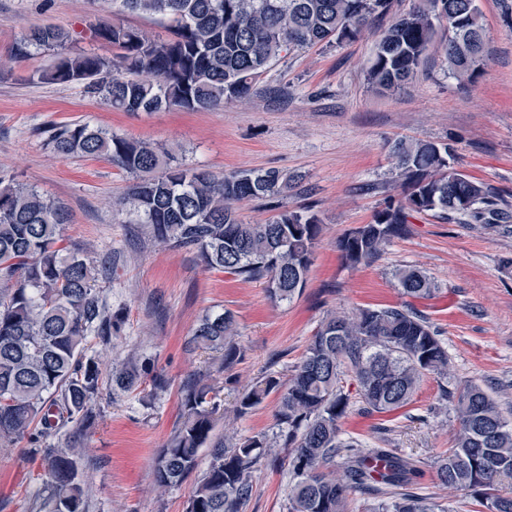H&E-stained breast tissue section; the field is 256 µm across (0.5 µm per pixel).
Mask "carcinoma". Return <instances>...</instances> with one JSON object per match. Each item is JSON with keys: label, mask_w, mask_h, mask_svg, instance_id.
Here are the masks:
<instances>
[{"label": "carcinoma", "mask_w": 512, "mask_h": 512, "mask_svg": "<svg viewBox=\"0 0 512 512\" xmlns=\"http://www.w3.org/2000/svg\"><path fill=\"white\" fill-rule=\"evenodd\" d=\"M475 0H419L411 11L380 30L367 70L378 90L395 91L414 76L441 27L448 29V68L470 80L484 60V28ZM125 11L168 20L170 37L97 20L94 35L118 50L113 57L73 53L68 31L48 24L27 29L12 47L21 62L39 51L53 52L33 79L76 85L123 112L178 108L212 110L243 101L283 51L354 38L389 12L391 0H120ZM62 158L101 157L136 176L129 206L152 238L196 252L205 265L261 281L275 301L302 293L323 225L309 210L283 209L262 224H245L236 205L269 203L304 180L299 172L275 168L221 177L163 163L150 145L87 123L50 121L39 130ZM401 197L390 196L373 221L336 239L349 267L379 258L408 232L409 218L432 213L492 224L500 214L484 185L448 165V148L432 142L396 140L390 149ZM71 223L65 203L0 174V447L25 440L43 465L48 512H83L84 490L76 441L54 443L71 425L88 424L101 395L102 363L87 354L88 338L108 343L123 318L106 308L99 270L83 250L63 244ZM399 305L359 308L331 315L319 325L287 380L268 373L238 398L240 419L272 394L277 409L272 433L243 439L214 437L222 417L207 377L181 390L180 421L153 467L156 486L183 482L200 453L209 465L198 479L187 512H246L256 473L288 451L294 475L286 512H353L356 496L374 501L371 512H455L416 492L421 469L394 448H365L345 435L352 411L365 416L395 412L413 401L425 377L448 378V348L430 319L414 304L434 297L439 284L424 270L396 272ZM234 315L201 318L193 342L224 355L230 370L245 357ZM165 380L129 360L112 368L116 394L138 388L146 377ZM351 382L355 392L345 389ZM458 424L454 447L433 462L436 481L473 495L484 512H512V496L498 487L512 479V421L479 384L458 394L443 391Z\"/></svg>", "instance_id": "cac0c4a2"}]
</instances>
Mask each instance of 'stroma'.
<instances>
[{
    "label": "stroma",
    "instance_id": "35a3bbf8",
    "mask_svg": "<svg viewBox=\"0 0 512 512\" xmlns=\"http://www.w3.org/2000/svg\"><path fill=\"white\" fill-rule=\"evenodd\" d=\"M487 58L474 78L460 83L448 70L439 30L413 80L396 93H379L366 81L376 36L281 53L244 102L213 111L121 112L76 86L37 84L32 72L51 61L44 52L13 63L17 38L30 27L52 24L70 31V49L111 55L92 26L97 18L166 36L160 18L113 12L106 0H0V171L71 213L63 235L112 270L102 280L108 306L125 323L110 344L90 337L88 352L122 364L137 356L167 379L165 389L144 383L129 393H102L96 418L79 438L88 448L79 468L85 512H186L198 481L158 491L153 464L179 419L182 387L203 374L217 400L232 409L263 375H287L300 361L320 322L333 312L396 305L403 295L397 269L417 266L441 287L418 301L448 348V388L485 387L512 420V0H477ZM86 122L151 143L171 165L221 176L277 168L306 176V195L289 194L284 209L312 206L323 224L308 283L292 300L271 302L264 285L206 268L195 253L147 239L142 225L115 206L132 175L104 158L63 159L36 133L46 121ZM400 137L447 147L454 169L483 182L508 219L493 229L431 215L411 218L373 263L343 264L336 239L369 223L386 198L399 195L390 157ZM232 311L246 354L225 372L221 353L191 343L199 320ZM440 387L424 378L413 401L390 415L356 414L343 422L367 448H399L420 460L419 492L469 512L466 494L439 486L432 463L451 448L457 423L440 408ZM43 469L27 443L0 447V512H40ZM292 473L287 466L257 472L247 512H286Z\"/></svg>",
    "mask_w": 512,
    "mask_h": 512
}]
</instances>
